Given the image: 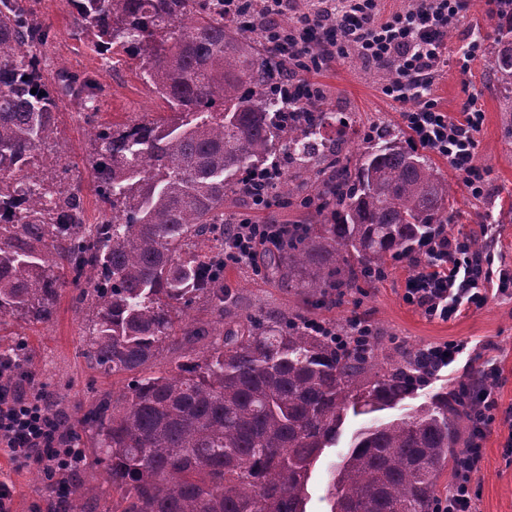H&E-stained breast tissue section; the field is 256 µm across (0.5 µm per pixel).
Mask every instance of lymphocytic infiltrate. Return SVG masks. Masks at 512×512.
<instances>
[{"instance_id":"f902f5d3","label":"lymphocytic infiltrate","mask_w":512,"mask_h":512,"mask_svg":"<svg viewBox=\"0 0 512 512\" xmlns=\"http://www.w3.org/2000/svg\"><path fill=\"white\" fill-rule=\"evenodd\" d=\"M265 25L280 27L281 53L288 68V100L305 96L321 98L320 87L306 80L318 71L356 50L366 62L392 66L397 76L384 93L396 102L415 101L402 120L415 144L447 159L462 175L474 198L486 191V172L475 162L476 134L483 114L467 104L459 117L441 111L432 93L435 75L446 62L448 28L463 10L464 0H417L403 14L382 21L376 0H313L308 10H296L293 0H262ZM290 16L281 26L282 16ZM484 245L468 236L443 235L423 241L413 270L404 281V302L426 317L449 321L471 309L483 308L490 297L512 299V269L495 268L494 227H482ZM288 238L284 224H256L240 215L224 234V263L255 265L260 250H273ZM16 367L0 358V447L9 456L49 470L61 479L62 493L83 466L81 449L65 443L63 417L53 412L43 398H32L16 385ZM482 384L477 390L473 413L479 423L471 431L466 453L470 459L436 512H477V492L472 475L482 460L483 442L494 422L512 430V410L499 411L495 390L501 379L493 359L481 362Z\"/></svg>"}]
</instances>
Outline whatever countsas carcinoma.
<instances>
[{"label":"carcinoma","mask_w":512,"mask_h":512,"mask_svg":"<svg viewBox=\"0 0 512 512\" xmlns=\"http://www.w3.org/2000/svg\"><path fill=\"white\" fill-rule=\"evenodd\" d=\"M67 3L97 53L141 58L167 113L94 129L103 210L89 223L77 193L48 187L37 156L57 129L59 98L37 54L50 29L28 0H0V324L50 321L66 266L90 314L82 356L131 375L83 416L93 463L109 476L100 512H306L311 467L347 412L397 406L425 364L417 351L388 358L375 337L339 349L298 313L241 317L224 285V200L248 196L249 173L284 155L272 192L318 207L267 252L265 273L324 298L372 286L366 273L452 228L453 188L427 155L400 145L402 131L382 129L352 154L323 134L318 103L285 115V62L267 47L259 0L245 25L224 19V0ZM492 54L512 90V14ZM58 86L94 110L103 95L89 75L62 72ZM199 303L215 320H188ZM165 350L177 360L162 361ZM470 429L461 389L371 419L334 468L330 512H433Z\"/></svg>","instance_id":"1"}]
</instances>
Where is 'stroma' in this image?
Returning <instances> with one entry per match:
<instances>
[{"label": "stroma", "mask_w": 512, "mask_h": 512, "mask_svg": "<svg viewBox=\"0 0 512 512\" xmlns=\"http://www.w3.org/2000/svg\"><path fill=\"white\" fill-rule=\"evenodd\" d=\"M34 19L49 26L51 39L41 50L42 73L48 84L66 72L76 76H95L104 87V96L92 119L78 116L70 101L59 104L54 141L43 145L38 155L49 176L63 175V188L79 189L89 218H97L100 201L94 191L88 162L91 131L97 125H124L134 120L163 116L166 105L141 77L139 59L124 54L103 56L94 52L81 34L75 15L66 0H30ZM497 16L488 11L486 0H465V7L450 27L448 54L453 58L473 34H481L484 45L461 72L453 61L443 67L434 82V95L441 108L458 115L468 102H475L484 113L476 135L475 161L487 172L484 197L472 198L460 175L450 170L445 159L434 163L444 172L454 189L455 207L460 213L458 228H473L475 215H493L496 221L494 253L512 267V116L505 111L506 94L495 78L490 44L496 34ZM322 85L324 111L337 114L326 132L346 140L349 150L361 146L363 133L372 126L402 129L401 115L412 109V102H395L385 96L388 77L380 67L362 62L357 54L333 62L315 76ZM228 215L248 213L253 222L293 224L303 221V209L274 206L255 209L245 197L224 203ZM409 273L407 259L393 261L386 281L374 287L350 289L337 302L312 307L310 318L342 322L356 314L365 315L377 328L387 350L426 347L451 340L468 343L469 348L448 368L430 376L415 392L394 408L382 411L389 419L430 401L437 393L450 389L453 382L468 372L474 362V347L490 345L503 378L497 390L500 410L512 408V300H491L487 306L448 322L426 319L404 303L402 285ZM224 279L241 293L242 311L277 312L294 307L296 298L282 294L269 281L254 277L247 266L226 269ZM77 290L65 284L57 300L53 319L47 323L9 321L1 333L8 339H22L28 355L31 379L24 388L29 396L63 394V411L73 431H80L84 411L101 395L120 391L126 376H109L92 368L81 355L82 334L88 313L78 307ZM367 422L363 416H347L335 446L324 449L312 468L308 482L306 512H328L332 471L346 453L352 435ZM505 435L492 429L483 447L482 462L475 476L478 512H512V458L504 448ZM35 466L8 459L0 451V480L15 490L12 512H55V500L36 476Z\"/></svg>", "instance_id": "stroma-1"}]
</instances>
